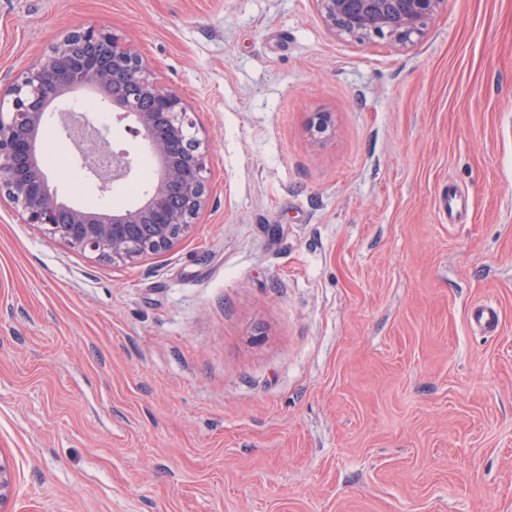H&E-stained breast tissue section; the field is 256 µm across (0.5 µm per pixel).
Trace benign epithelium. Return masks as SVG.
<instances>
[{"label": "benign epithelium", "mask_w": 512, "mask_h": 512, "mask_svg": "<svg viewBox=\"0 0 512 512\" xmlns=\"http://www.w3.org/2000/svg\"><path fill=\"white\" fill-rule=\"evenodd\" d=\"M335 36L355 40L387 38L412 42L445 0H315ZM112 94L119 122L132 139L162 164L157 181L140 206L110 217L58 201L37 153V138L49 107L78 89ZM12 108L0 113V197L18 208L26 224L101 257L133 259L170 249L191 227L208 201L205 152L191 135L195 128L184 100L162 88L141 57L106 26L75 29L54 45L10 90ZM94 124L88 113L62 112L67 138ZM104 145L99 137L78 140L82 165L105 194L127 181L138 157L112 151V170L96 165Z\"/></svg>", "instance_id": "7a95c632"}]
</instances>
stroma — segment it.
Listing matches in <instances>:
<instances>
[{
    "instance_id": "obj_1",
    "label": "stroma",
    "mask_w": 512,
    "mask_h": 512,
    "mask_svg": "<svg viewBox=\"0 0 512 512\" xmlns=\"http://www.w3.org/2000/svg\"><path fill=\"white\" fill-rule=\"evenodd\" d=\"M98 25L189 105L209 204L114 260L0 200V512H512V0L405 47L315 0H0V100ZM470 320L479 331L492 333L498 327L499 315L496 307L491 302L484 301L474 306Z\"/></svg>"
}]
</instances>
